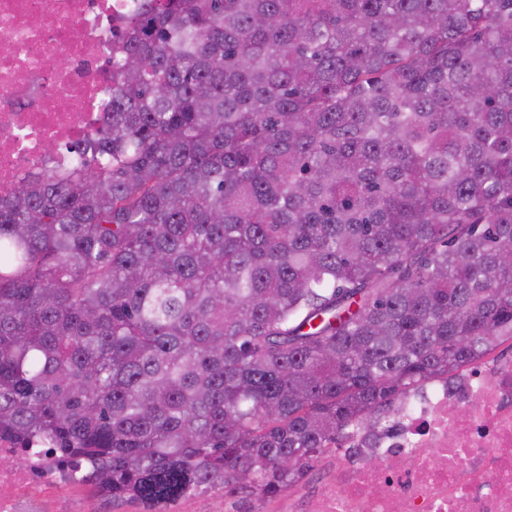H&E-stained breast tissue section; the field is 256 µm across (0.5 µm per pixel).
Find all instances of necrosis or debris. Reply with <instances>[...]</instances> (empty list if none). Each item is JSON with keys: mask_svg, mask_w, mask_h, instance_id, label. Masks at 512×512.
I'll return each instance as SVG.
<instances>
[{"mask_svg": "<svg viewBox=\"0 0 512 512\" xmlns=\"http://www.w3.org/2000/svg\"><path fill=\"white\" fill-rule=\"evenodd\" d=\"M146 0H0V200L46 169L80 168L68 144L112 98L116 19ZM358 429L332 481L288 512H512V358L477 363L397 400ZM54 455L0 438V512L66 484Z\"/></svg>", "mask_w": 512, "mask_h": 512, "instance_id": "necrosis-or-debris-1", "label": "necrosis or debris"}]
</instances>
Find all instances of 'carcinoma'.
Returning a JSON list of instances; mask_svg holds the SVG:
<instances>
[{
  "mask_svg": "<svg viewBox=\"0 0 512 512\" xmlns=\"http://www.w3.org/2000/svg\"><path fill=\"white\" fill-rule=\"evenodd\" d=\"M100 159L0 202V436L112 500L274 496L512 338V0H150Z\"/></svg>",
  "mask_w": 512,
  "mask_h": 512,
  "instance_id": "carcinoma-1",
  "label": "carcinoma"
}]
</instances>
